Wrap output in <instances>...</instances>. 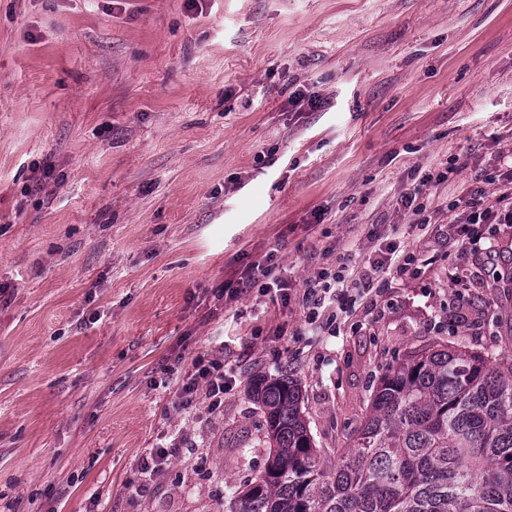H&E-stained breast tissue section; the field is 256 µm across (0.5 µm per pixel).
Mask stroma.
Masks as SVG:
<instances>
[{
	"instance_id": "35a3bbf8",
	"label": "stroma",
	"mask_w": 512,
	"mask_h": 512,
	"mask_svg": "<svg viewBox=\"0 0 512 512\" xmlns=\"http://www.w3.org/2000/svg\"><path fill=\"white\" fill-rule=\"evenodd\" d=\"M511 139L512 0H0V512H232L269 453L255 380L299 384L333 462L408 353L512 356V226L495 265L448 229ZM391 243L417 269L332 325L222 296ZM206 354L224 402L182 409Z\"/></svg>"
}]
</instances>
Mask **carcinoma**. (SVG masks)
<instances>
[{
    "instance_id": "obj_1",
    "label": "carcinoma",
    "mask_w": 512,
    "mask_h": 512,
    "mask_svg": "<svg viewBox=\"0 0 512 512\" xmlns=\"http://www.w3.org/2000/svg\"><path fill=\"white\" fill-rule=\"evenodd\" d=\"M254 395L270 452L233 512H512V360L446 346L408 355L334 464L297 383L263 379Z\"/></svg>"
}]
</instances>
